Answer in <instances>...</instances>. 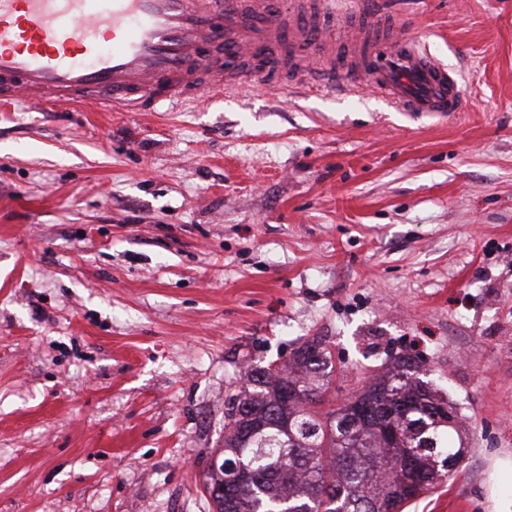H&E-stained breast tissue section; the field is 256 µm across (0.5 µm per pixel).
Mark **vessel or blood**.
Segmentation results:
<instances>
[{
    "mask_svg": "<svg viewBox=\"0 0 512 512\" xmlns=\"http://www.w3.org/2000/svg\"><path fill=\"white\" fill-rule=\"evenodd\" d=\"M343 0H289L275 16L252 0H0V103H78L136 112L178 108L242 70L289 85L307 67V42L327 59L316 90L373 86L395 109L459 111L457 76L380 14L349 25L344 41L317 35Z\"/></svg>",
    "mask_w": 512,
    "mask_h": 512,
    "instance_id": "1",
    "label": "vessel or blood"
}]
</instances>
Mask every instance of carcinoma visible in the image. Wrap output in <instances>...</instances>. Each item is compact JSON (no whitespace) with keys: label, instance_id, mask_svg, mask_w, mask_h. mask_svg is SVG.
<instances>
[{"label":"carcinoma","instance_id":"cac0c4a2","mask_svg":"<svg viewBox=\"0 0 512 512\" xmlns=\"http://www.w3.org/2000/svg\"><path fill=\"white\" fill-rule=\"evenodd\" d=\"M331 369L318 339L294 349L285 367L250 369L247 387L228 399L224 457L205 482L215 512H402L456 470L459 426L417 376L413 354H398L389 372L324 412ZM228 460L251 473L229 497Z\"/></svg>","mask_w":512,"mask_h":512}]
</instances>
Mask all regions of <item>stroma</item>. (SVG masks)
I'll use <instances>...</instances> for the list:
<instances>
[{
    "mask_svg": "<svg viewBox=\"0 0 512 512\" xmlns=\"http://www.w3.org/2000/svg\"><path fill=\"white\" fill-rule=\"evenodd\" d=\"M463 108L242 77L158 112L0 105V512H213L249 368L337 407L401 352L465 457L404 512H512V0H383Z\"/></svg>",
    "mask_w": 512,
    "mask_h": 512,
    "instance_id": "stroma-1",
    "label": "stroma"
}]
</instances>
